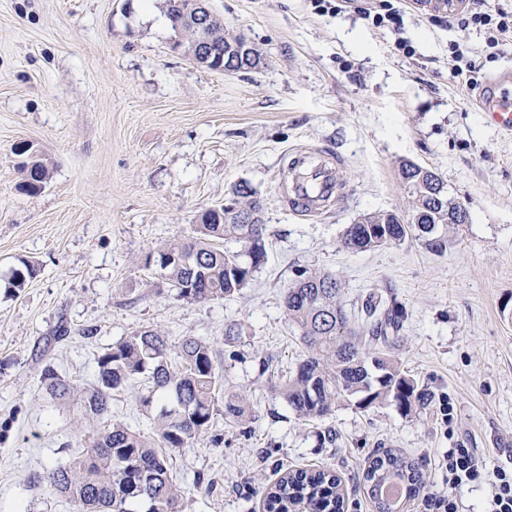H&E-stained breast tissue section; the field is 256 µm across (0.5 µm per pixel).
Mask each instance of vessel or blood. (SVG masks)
<instances>
[{"label": "vessel or blood", "instance_id": "1", "mask_svg": "<svg viewBox=\"0 0 512 512\" xmlns=\"http://www.w3.org/2000/svg\"><path fill=\"white\" fill-rule=\"evenodd\" d=\"M512 67L497 73L489 83L490 94L482 107L494 126L512 133ZM288 182L283 187L282 203L287 211L302 219H315L330 213L345 198L340 179L347 159L332 149L301 145L284 158Z\"/></svg>", "mask_w": 512, "mask_h": 512}]
</instances>
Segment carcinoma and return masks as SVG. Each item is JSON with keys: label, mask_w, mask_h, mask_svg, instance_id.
<instances>
[{"label": "carcinoma", "mask_w": 512, "mask_h": 512, "mask_svg": "<svg viewBox=\"0 0 512 512\" xmlns=\"http://www.w3.org/2000/svg\"><path fill=\"white\" fill-rule=\"evenodd\" d=\"M188 6L189 0H165L171 28L182 38L186 36L182 18ZM211 29L219 34L221 43L213 48V55L224 59L225 66L238 70L256 67L250 59L254 51L245 53L241 39L224 36V25L216 16ZM21 171V190L29 195L40 192L50 177L49 165L42 157L30 166H21ZM399 175L412 198L409 217L392 212L366 215L346 227L345 249L376 250L413 237L431 252L446 250L448 210L467 217V209L459 204L448 207V190L436 172H425L404 161ZM234 189L239 197L237 210L222 215L205 212L193 237L161 246L157 256L146 261L161 270L183 300H230L248 287L254 273L266 263L264 221L245 223L261 202L245 181ZM419 214L425 215L424 222L433 231L418 233L414 220ZM218 240L238 242L241 249L220 248ZM182 253L195 255V263L182 265L178 261ZM35 275V267L27 264L13 271L5 288L17 292ZM342 295L339 276L306 269L298 272L285 292L284 309L306 355L293 372L278 378L272 386L274 393L304 420L323 419L347 401L366 410L391 399L405 415L426 408L430 393L404 375L389 353L405 318L396 297H369L363 304L364 317L356 323L344 309ZM170 352L168 338L160 333L147 328L131 332L98 357L96 385L80 398L84 415L101 417L110 412L113 393L151 371L149 395L144 401L175 399L170 407L162 405L153 419V435H140L116 419L97 432L85 455L34 477L32 487L45 486L64 496L73 512H182L183 489L170 474L171 455L210 432L221 395L224 419L243 426L252 415L240 395L224 389L210 342L184 337L173 366L168 364ZM41 381L58 402L70 400L77 392L49 366L42 371ZM393 475L404 481L409 498L422 478L413 461L400 453L390 451L373 458L365 481L377 512H392L379 498V490ZM336 487V473L330 469L290 471L268 489L267 512H344Z\"/></svg>", "instance_id": "1"}]
</instances>
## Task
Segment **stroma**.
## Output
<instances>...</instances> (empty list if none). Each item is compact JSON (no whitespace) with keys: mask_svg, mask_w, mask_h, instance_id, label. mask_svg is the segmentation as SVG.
<instances>
[{"mask_svg":"<svg viewBox=\"0 0 512 512\" xmlns=\"http://www.w3.org/2000/svg\"><path fill=\"white\" fill-rule=\"evenodd\" d=\"M229 35L260 53L259 67L224 74L174 50L164 0H0V512H71L34 476L86 451L105 420L79 401H52L41 371L85 390L98 356L140 328L210 341L224 385L251 405L246 426L217 418L209 437L172 457L183 512H264L267 486L309 466L333 469L345 512H376L364 489L371 454L392 448L419 466L425 486L405 512H426L441 489L434 462L475 448L512 469V135L481 107L482 89L453 76L450 41L483 57L480 81L512 64V39L496 61L485 35L460 30L453 11L411 7L402 35L372 27L354 5L315 13L309 0H209ZM31 143L51 163L36 195L23 192L20 156ZM328 145L348 160L347 200L301 220L282 208L276 179L284 151ZM410 160L439 174L470 221L453 226L443 253L406 239L376 250L341 245L347 225L376 212H409L398 177ZM261 198L267 261L232 299H178L149 254L191 237L202 213L238 182ZM32 262L36 276L4 284ZM341 275L343 301L394 293L405 321L392 347L403 373L431 392L424 410L348 402L303 421L271 390L303 355L283 296L297 270ZM241 325L234 347L228 325ZM65 337H57L59 326ZM147 380L117 392L110 417L151 434L159 405ZM452 406L442 416L441 401ZM201 485H193L194 474Z\"/></svg>","mask_w":512,"mask_h":512,"instance_id":"35a3bbf8","label":"stroma"}]
</instances>
